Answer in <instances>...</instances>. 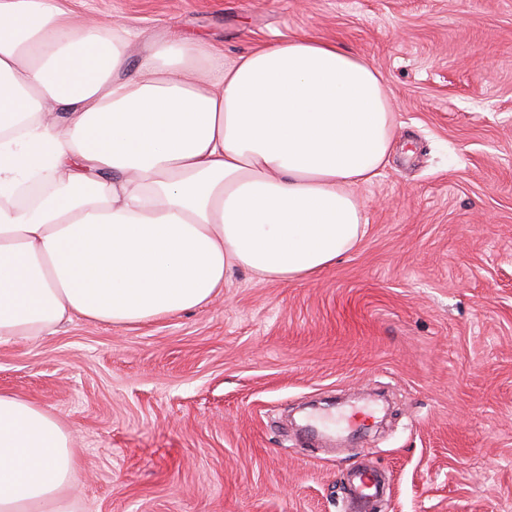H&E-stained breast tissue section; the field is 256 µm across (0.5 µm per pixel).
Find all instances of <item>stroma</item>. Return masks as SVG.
I'll return each mask as SVG.
<instances>
[{
  "label": "stroma",
  "instance_id": "1",
  "mask_svg": "<svg viewBox=\"0 0 512 512\" xmlns=\"http://www.w3.org/2000/svg\"><path fill=\"white\" fill-rule=\"evenodd\" d=\"M229 57L315 36L384 75L396 141L358 246L310 279L233 272L199 308L0 346L56 414L73 512H512V0H64ZM384 492V484L374 471L364 469L354 475L351 495L353 503L360 512H369L362 506L367 500L381 496Z\"/></svg>",
  "mask_w": 512,
  "mask_h": 512
}]
</instances>
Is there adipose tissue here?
Wrapping results in <instances>:
<instances>
[{"mask_svg": "<svg viewBox=\"0 0 512 512\" xmlns=\"http://www.w3.org/2000/svg\"><path fill=\"white\" fill-rule=\"evenodd\" d=\"M394 125L383 75L332 42L228 58L0 0V345L186 312L234 268L316 276L363 237L354 190L387 164ZM71 444L0 392V512H71Z\"/></svg>", "mask_w": 512, "mask_h": 512, "instance_id": "obj_1", "label": "adipose tissue"}]
</instances>
